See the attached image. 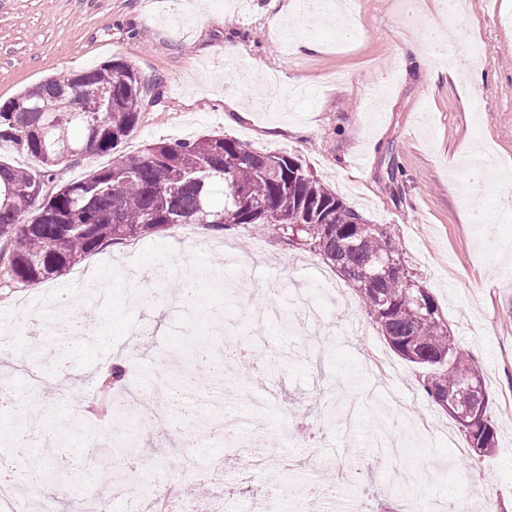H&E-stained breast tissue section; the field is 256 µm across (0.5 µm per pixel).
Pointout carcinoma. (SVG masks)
<instances>
[{
    "instance_id": "cac0c4a2",
    "label": "carcinoma",
    "mask_w": 512,
    "mask_h": 512,
    "mask_svg": "<svg viewBox=\"0 0 512 512\" xmlns=\"http://www.w3.org/2000/svg\"><path fill=\"white\" fill-rule=\"evenodd\" d=\"M143 91L137 72L115 58L71 77H50L0 104V143L40 167L34 174L0 160V272L39 283L111 243L178 224L272 230L321 256L353 285L387 344L416 366L434 403L477 409L479 419L463 435L469 449L492 452L496 423L488 399L478 398L484 377L448 331L430 289L409 270L391 225L367 223L297 158L209 134L115 155L110 165L44 194L55 168L117 149L140 120ZM34 206V218L19 223ZM105 379L124 386L128 371L115 364ZM473 381L476 391L468 387ZM119 470L113 448L102 449V484Z\"/></svg>"
}]
</instances>
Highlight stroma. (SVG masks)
I'll use <instances>...</instances> for the list:
<instances>
[{
    "label": "stroma",
    "instance_id": "35a3bbf8",
    "mask_svg": "<svg viewBox=\"0 0 512 512\" xmlns=\"http://www.w3.org/2000/svg\"><path fill=\"white\" fill-rule=\"evenodd\" d=\"M284 0H248L246 14L228 0H0V103L45 79L79 73L119 58L141 76V118L119 147L134 155L146 145L175 143L220 132L262 152L293 156L373 224L390 225L410 267L439 302L448 327L483 372L497 423V447L484 457L462 456L455 445L411 440L409 452L388 469L373 462L381 433L401 435L422 418L452 420L416 381L413 364L395 354L365 313L351 286L348 305H332L311 336L243 318V311L284 306L296 284H316L330 269L320 257L300 264L299 250L251 225L198 229L200 243L181 255L176 229L113 244L52 279L32 284L0 276V353L11 367L4 383L16 407L0 406V462L13 466L15 512L53 501L55 512L78 502L108 499L127 512L136 484L175 495L204 483L212 512H261L276 495L285 512H304L296 490L320 486L333 473V512H371L397 503L405 512L431 501L465 512H512V189L472 186L462 146L482 140L496 170L512 174V0H464V42L434 38L423 19L444 25L441 0H348L358 27L332 33L305 29L319 53L284 50L270 17ZM420 43L422 60L406 55ZM238 46V63L252 78L235 87L224 67V45ZM489 57L476 62L475 51ZM482 64L478 92L466 73ZM457 81H449L447 67ZM238 97L247 116L227 123L226 98ZM221 280L222 293L205 291L204 308H220L231 339L254 362L204 372V383L183 391L167 408L171 376L190 366L184 336L225 345L198 325L195 311L177 303L185 265ZM131 267L139 279L112 280V297L98 306L75 287L78 273ZM67 294L92 312L89 339L70 344L47 362L37 323L20 324L18 302L48 290ZM121 359L152 393L153 415L113 436L92 415L85 433L131 452L126 486L106 488L97 478V449L59 441L53 432L95 397L96 372ZM204 416L233 414L237 432L185 447L178 432L188 409ZM308 434L293 439L297 424ZM62 467L58 487L38 481L44 467Z\"/></svg>",
    "mask_w": 512,
    "mask_h": 512
}]
</instances>
